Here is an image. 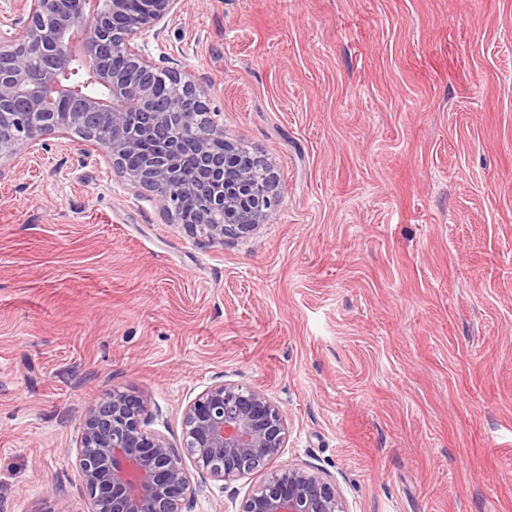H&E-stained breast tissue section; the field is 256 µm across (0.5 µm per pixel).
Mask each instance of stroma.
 <instances>
[{
	"instance_id": "35a3bbf8",
	"label": "stroma",
	"mask_w": 512,
	"mask_h": 512,
	"mask_svg": "<svg viewBox=\"0 0 512 512\" xmlns=\"http://www.w3.org/2000/svg\"><path fill=\"white\" fill-rule=\"evenodd\" d=\"M144 54L271 164L209 244L78 137L0 163V512H87V405L224 381L348 512H512V0H185Z\"/></svg>"
}]
</instances>
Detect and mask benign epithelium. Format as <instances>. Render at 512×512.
Here are the masks:
<instances>
[{
    "label": "benign epithelium",
    "mask_w": 512,
    "mask_h": 512,
    "mask_svg": "<svg viewBox=\"0 0 512 512\" xmlns=\"http://www.w3.org/2000/svg\"><path fill=\"white\" fill-rule=\"evenodd\" d=\"M129 0H31L21 33L0 39V160L21 159L20 149H48L49 138L83 132L133 186L153 193L172 223L211 243L245 236L277 201L271 165L224 136L208 116L201 90L187 76L142 54L136 39L160 35L183 0H149L137 14ZM121 52L127 67L113 69ZM95 69L105 94H73L60 75L80 63ZM195 100L184 109L181 98ZM64 103L63 124L52 103ZM198 161L193 179L179 176L183 146ZM142 156L129 167L125 159ZM195 200L197 219L182 220L183 201ZM142 397L114 391L89 405L76 439L80 483L88 512H190L208 481L262 480L243 497L231 493L233 512H347L336 480L309 466L273 469L288 441L287 417L267 394L218 382L189 402L182 440L172 444L147 429Z\"/></svg>",
    "instance_id": "1"
}]
</instances>
